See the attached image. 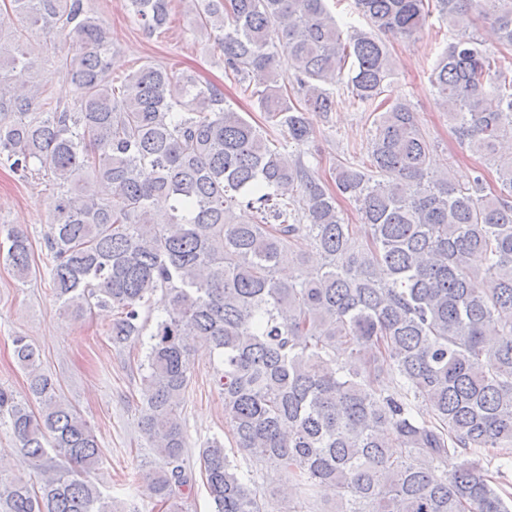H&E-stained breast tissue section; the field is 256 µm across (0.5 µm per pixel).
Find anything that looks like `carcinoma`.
I'll list each match as a JSON object with an SVG mask.
<instances>
[{
  "instance_id": "carcinoma-1",
  "label": "carcinoma",
  "mask_w": 512,
  "mask_h": 512,
  "mask_svg": "<svg viewBox=\"0 0 512 512\" xmlns=\"http://www.w3.org/2000/svg\"><path fill=\"white\" fill-rule=\"evenodd\" d=\"M172 0H129L150 35ZM214 29L224 73L263 114L225 106L223 86L148 62L115 83L112 38L85 0H8L23 29L0 41V162L56 186L44 234L49 284L64 313L112 311L107 335L143 359L137 427L162 466L145 475L162 512H183L191 483L177 410L191 350L217 353L227 439L199 450L213 512H273L236 457L278 466L283 512H512V0H355L369 29L343 27L327 0H182ZM438 11L455 41L429 77L453 133L494 169L460 185L434 170L435 144L410 101L386 96L389 38ZM489 22L500 48L473 34ZM63 35L48 92L27 31ZM286 55L296 87L280 84ZM346 82L351 98L329 87ZM351 102L370 113L367 158L330 177L297 149L307 114ZM361 223H345L340 201ZM312 241L321 263L297 251ZM22 282L28 237L0 227ZM14 356L25 402L0 388V420L38 484L0 476V512H118L88 479L101 449L25 336ZM231 443L226 448L224 441ZM487 457L505 463L491 473Z\"/></svg>"
}]
</instances>
